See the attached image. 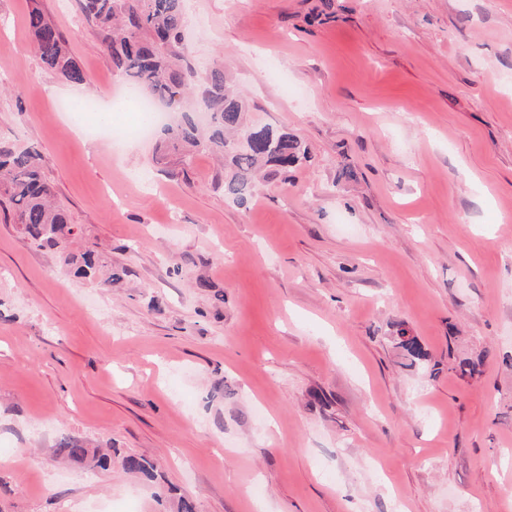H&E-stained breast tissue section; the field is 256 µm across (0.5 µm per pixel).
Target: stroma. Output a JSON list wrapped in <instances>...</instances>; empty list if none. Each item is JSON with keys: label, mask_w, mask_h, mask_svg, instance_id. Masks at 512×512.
<instances>
[{"label": "stroma", "mask_w": 512, "mask_h": 512, "mask_svg": "<svg viewBox=\"0 0 512 512\" xmlns=\"http://www.w3.org/2000/svg\"><path fill=\"white\" fill-rule=\"evenodd\" d=\"M35 7L83 84L44 69ZM183 7L184 106L223 59L245 125L310 151L243 205L208 151L137 135L77 0H0V140L74 230L42 247L0 211V512H512V0ZM396 333L397 336H394L396 345L402 349L414 363L425 365L428 355L423 350L416 336H407V330L403 328H398Z\"/></svg>", "instance_id": "stroma-1"}]
</instances>
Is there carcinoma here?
I'll list each match as a JSON object with an SVG mask.
<instances>
[{
    "label": "carcinoma",
    "instance_id": "carcinoma-1",
    "mask_svg": "<svg viewBox=\"0 0 512 512\" xmlns=\"http://www.w3.org/2000/svg\"><path fill=\"white\" fill-rule=\"evenodd\" d=\"M87 19L97 28L119 35L110 39L106 49L115 73L129 81L139 94L157 106L179 109L177 90L186 86V73L176 61L184 57L185 22L181 0H78ZM27 28L43 66L60 73L72 83L84 81V73L69 54L59 29L38 9L27 16ZM202 104L209 125L203 132L192 113L164 128L163 152H188L202 144L212 152L230 158L225 178L227 193L243 205L253 195L254 175L263 165L274 164L286 169L300 158H308V149L287 134H277L268 127H255L246 132V146L232 138L242 124L243 105L226 84L224 65L214 64L206 78ZM0 194L7 200L16 224L36 241L56 247L71 233L65 211L54 206L52 192L44 180L43 158L33 149L19 150L0 143ZM75 274L89 276L95 271L92 251L72 258ZM396 345L415 363H425L427 353L418 339L407 330H396ZM56 454L83 462L92 458L94 466L109 467L107 454L90 455L80 442L65 439L58 443Z\"/></svg>",
    "mask_w": 512,
    "mask_h": 512
}]
</instances>
